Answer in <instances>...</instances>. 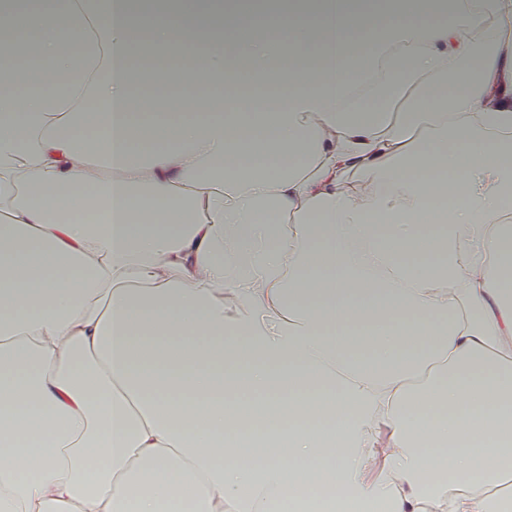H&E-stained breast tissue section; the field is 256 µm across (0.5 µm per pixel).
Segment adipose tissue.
<instances>
[{
    "label": "adipose tissue",
    "instance_id": "adipose-tissue-1",
    "mask_svg": "<svg viewBox=\"0 0 512 512\" xmlns=\"http://www.w3.org/2000/svg\"><path fill=\"white\" fill-rule=\"evenodd\" d=\"M436 12L0 9V512H512V0Z\"/></svg>",
    "mask_w": 512,
    "mask_h": 512
}]
</instances>
